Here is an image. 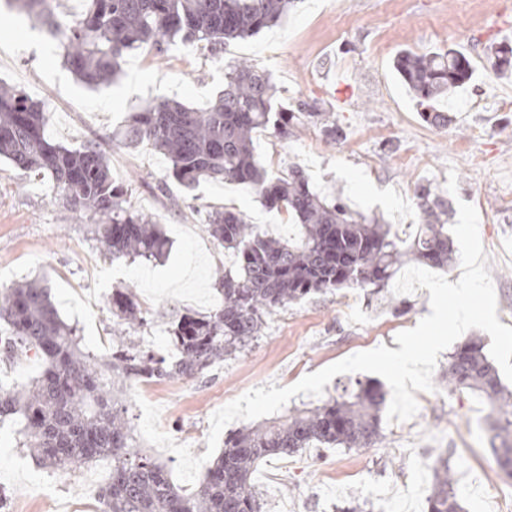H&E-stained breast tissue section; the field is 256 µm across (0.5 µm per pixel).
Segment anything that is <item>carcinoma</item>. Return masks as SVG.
<instances>
[{"mask_svg": "<svg viewBox=\"0 0 512 512\" xmlns=\"http://www.w3.org/2000/svg\"><path fill=\"white\" fill-rule=\"evenodd\" d=\"M22 8L49 31L62 36L64 60L84 83H109L124 56L139 48L157 54L175 38L204 44L217 55L227 44L249 38L287 16L291 0H88L70 27L58 28L52 13L22 0ZM494 71L512 70V47L495 50ZM394 68L434 123L448 122L435 103L473 76L470 60L446 51H405ZM272 75L244 62L224 72V89L207 107L194 110L176 101L147 104L129 115L117 133L122 143L149 142L170 164V176L190 191L202 182L251 186L269 208L284 212L295 237L272 238L234 209L213 211L205 229L235 258L224 271V303L208 314L185 311L173 322L172 341L180 358L169 363L120 342L105 363L80 348L76 329L58 314L48 288L36 281L0 295V352L12 362L32 353L42 372L31 385L12 390L0 383V418L20 419L22 441L41 462L64 469L100 455L112 457L110 482L102 489L106 512H261L251 475L260 462L312 445L365 448L380 437L386 393L358 383L357 392L332 397L260 429L245 427L224 439V451L207 466L195 490L175 485L166 467L139 448L128 408L119 397L125 380L195 377L211 365L242 352L261 336L267 314L286 309L314 293L341 288H381L411 255L444 267L453 248L446 227L448 203L429 185L416 190L425 224L404 248L389 225L354 212L340 197L315 192L295 167L273 175L255 155L259 132L288 138L290 123L306 118L336 140V122L301 100L297 112L276 108ZM0 158L24 171L45 173L53 196L86 217L95 240L114 258L155 261L168 241L151 215L126 206V190L112 176L109 156L90 141L80 149L51 142L46 112L24 91L0 86ZM117 324L146 319L128 294L112 295ZM442 381L451 392L483 396L496 410V436L506 433L499 464L512 475V391L502 384L479 338L458 345ZM429 512H463L448 467L435 468Z\"/></svg>", "mask_w": 512, "mask_h": 512, "instance_id": "1", "label": "carcinoma"}]
</instances>
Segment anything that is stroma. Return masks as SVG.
Returning a JSON list of instances; mask_svg holds the SVG:
<instances>
[{
	"label": "stroma",
	"instance_id": "35a3bbf8",
	"mask_svg": "<svg viewBox=\"0 0 512 512\" xmlns=\"http://www.w3.org/2000/svg\"><path fill=\"white\" fill-rule=\"evenodd\" d=\"M4 44L16 51L0 63V81L43 102L55 142L75 149L103 141L114 178L128 188V205L156 217L169 242L159 262L111 258L87 222L54 199L48 178L0 159V292L43 281L84 350L107 359L122 340L149 350L175 312L206 313L221 303L218 279L232 258L205 232L208 212L232 208L272 236L295 235V226L253 190L204 182L185 191L148 143L111 140L129 113L147 103L175 99L206 107L223 89L225 69L240 61L269 71L283 104L307 101L330 112L338 128L332 142L306 122L284 140L257 135L256 153L269 171L303 169L315 190L382 218L406 241L423 222L419 185L431 184L449 202L473 204L498 319L512 327V112L500 105L512 95V75H498L486 60L491 49L512 45V0H295L279 25L231 44L220 57L179 41L161 55L139 49L125 56L115 82L99 86L69 71L60 35L0 0ZM448 48L473 59L474 75L444 102L452 123L435 127L422 119L393 61L404 50ZM116 290L149 299L147 325H117ZM429 312L424 288L316 294L268 315L258 340L205 369L181 394L157 383L144 399L161 406V429L199 456L207 450L210 417L222 406L256 387L293 385L358 352L397 349L395 335ZM447 364V353H440L433 384L446 400L426 410L423 424L402 430L385 421L374 446L308 448L261 463L254 484L263 512H340L355 504L363 512H427L434 472L419 470L424 456L447 462L464 512H483L487 490L502 481L491 406L478 395L449 392L442 380ZM19 428L12 420L0 423V489L12 512H104L103 500L87 493L107 484L110 461L44 467L19 447Z\"/></svg>",
	"mask_w": 512,
	"mask_h": 512
}]
</instances>
